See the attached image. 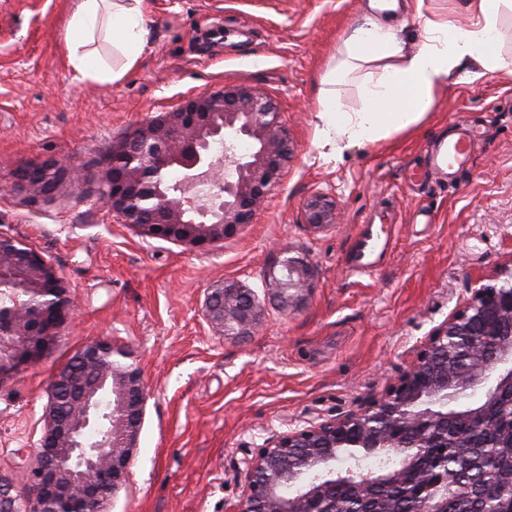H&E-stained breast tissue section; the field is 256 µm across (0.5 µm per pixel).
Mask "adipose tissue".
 <instances>
[{"instance_id":"1","label":"adipose tissue","mask_w":512,"mask_h":512,"mask_svg":"<svg viewBox=\"0 0 512 512\" xmlns=\"http://www.w3.org/2000/svg\"><path fill=\"white\" fill-rule=\"evenodd\" d=\"M472 22L451 27L447 22L423 18L424 39L413 52H405L393 27L380 23L357 28L343 40V60L329 72L327 83L363 71L359 84L363 106L343 110L335 93L319 99L321 122L317 145L331 154L345 146L377 142L417 125L430 112L438 88L461 62L474 60L489 72L512 74V57L502 50L501 19L512 12V0H466ZM149 15L145 0H76L65 26L67 65L74 80L107 82L119 80L139 60L148 44ZM107 42L111 61H104L96 48Z\"/></svg>"}]
</instances>
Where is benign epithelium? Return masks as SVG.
I'll return each instance as SVG.
<instances>
[{
  "instance_id": "1",
  "label": "benign epithelium",
  "mask_w": 512,
  "mask_h": 512,
  "mask_svg": "<svg viewBox=\"0 0 512 512\" xmlns=\"http://www.w3.org/2000/svg\"><path fill=\"white\" fill-rule=\"evenodd\" d=\"M247 140L251 150L235 151ZM224 142V161L210 144ZM293 154L280 112L267 97L243 85H226L188 97L174 110L159 112L113 144L99 199L120 223L145 238L175 241L205 250L253 223L268 193L276 187ZM224 164L221 194L209 207L195 205L184 187L203 171ZM43 179L29 184L36 195L52 193L63 178L55 163L41 166ZM180 178L158 187L150 206L139 203L141 187L162 171ZM307 223L323 229L336 222V200L318 192L304 204ZM12 286L5 328L0 330V380L34 360L27 349L44 355L58 329L73 315L75 303L53 265L12 237L0 235V288ZM268 298L281 310H297L314 288V269L303 255H288L263 279ZM469 296L427 336L416 357L377 396L342 416L313 422L269 439L252 460L241 498L226 512H340L330 488L346 484L336 471L335 448H365L396 456L401 469L370 475L363 484L389 486L416 467L415 449L427 452L442 467L448 449L459 453L481 447V434L495 428L512 447V417L496 415L503 399L512 404V267L495 282L470 277ZM264 309L254 294L234 280L211 288L206 316L226 336L254 333ZM125 356L112 343L85 345L78 362L84 371H103L109 359ZM484 390L485 400L470 407L469 392ZM145 390L136 366L112 368V404L103 411L94 388L64 367L54 377L47 404L48 424L27 468L29 495L24 503L0 487V512H104V505L126 480L145 405ZM112 418L122 451L108 452L110 442L87 441L97 418ZM304 449L299 464L305 474L296 483L297 498L282 495L294 481L290 453ZM458 476L449 470L425 476V496L418 512H448Z\"/></svg>"
}]
</instances>
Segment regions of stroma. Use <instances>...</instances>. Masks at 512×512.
<instances>
[{
  "instance_id": "stroma-1",
  "label": "stroma",
  "mask_w": 512,
  "mask_h": 512,
  "mask_svg": "<svg viewBox=\"0 0 512 512\" xmlns=\"http://www.w3.org/2000/svg\"><path fill=\"white\" fill-rule=\"evenodd\" d=\"M149 44L113 83L74 81L62 43L72 0H0V235L41 254L67 283L76 316L37 363L0 383V475L25 497L24 472L45 427L54 376L86 344L107 340L139 366L146 407L137 448L108 512H225L248 462L275 434L358 408L394 381L431 330L468 296L471 275L512 259V74L451 72L414 127L338 156L317 146L322 78L342 38L382 19L369 0H149ZM469 24L464 0H403L405 50L423 38L416 10ZM244 35L215 44L219 21ZM226 84L260 89L278 107L294 154L253 223L207 250L143 240L98 201L113 143L144 119ZM474 147L450 180L419 184L428 145L452 121ZM55 162L52 195L17 187L27 166ZM335 194L341 216L307 224L304 203ZM392 241L371 273L346 268L360 227ZM306 254L314 289L282 312L263 275L284 249ZM240 282L265 307L250 336H221L208 289Z\"/></svg>"
}]
</instances>
